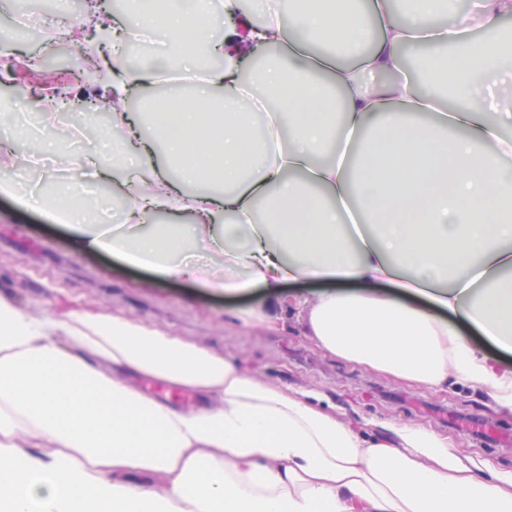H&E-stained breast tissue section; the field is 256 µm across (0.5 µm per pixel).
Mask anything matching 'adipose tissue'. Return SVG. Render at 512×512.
<instances>
[{
    "mask_svg": "<svg viewBox=\"0 0 512 512\" xmlns=\"http://www.w3.org/2000/svg\"><path fill=\"white\" fill-rule=\"evenodd\" d=\"M372 9L378 38L335 0H294L290 24L275 15L218 42L196 0H129L120 26L97 20L106 40L167 38L153 63L105 74L116 99L150 85L188 44L224 66L191 98L159 100L151 131L113 113L122 148L95 169L53 143L73 179L46 213L128 264L228 296L263 289L260 309L236 312L243 323L279 329L290 309L334 358L412 387L461 386L512 412V370L447 321L512 352V113L483 93L512 68L499 28L512 0H473L466 12L454 0H408L402 23L384 0ZM476 16L480 39L469 36ZM364 41L368 53L341 62ZM425 44L422 81L400 77L402 50ZM271 47L275 64L240 81L241 64ZM383 73L393 81L376 82ZM130 164L131 176L113 177ZM89 177L111 182L125 232L109 234L81 204ZM190 182L212 189L190 194ZM150 211L191 213L189 233L142 230ZM191 247L223 255V274L187 263ZM302 279L343 287L287 295ZM128 373L208 405L158 401ZM0 512H512V471L423 426L342 420L324 394L261 380L145 322L42 317L0 293Z\"/></svg>",
    "mask_w": 512,
    "mask_h": 512,
    "instance_id": "1",
    "label": "adipose tissue"
}]
</instances>
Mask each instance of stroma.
<instances>
[{
	"instance_id": "35a3bbf8",
	"label": "stroma",
	"mask_w": 512,
	"mask_h": 512,
	"mask_svg": "<svg viewBox=\"0 0 512 512\" xmlns=\"http://www.w3.org/2000/svg\"><path fill=\"white\" fill-rule=\"evenodd\" d=\"M15 0H0V35H13L11 53L62 67L70 62L63 45L80 46L82 12L74 0H56L49 21L33 16L29 32L15 34ZM42 82L21 86L0 81V99L27 102L26 120L13 124L14 136L0 162H8L31 186H60L63 165L31 169L28 158L55 141L69 140L81 128L80 154L108 157L122 128L100 131L76 117L53 110L52 93ZM0 291L37 314L104 311L140 320L186 338L209 351L243 361L259 378L326 394L340 416L381 423L401 422L434 429L453 438L466 456L512 470V414L493 410L485 395L459 387L443 393L412 389L316 348L299 329L274 332L254 322L242 324L236 308H254L257 298L233 303L193 281H171L125 265L109 252L86 250L64 225L0 195Z\"/></svg>"
}]
</instances>
